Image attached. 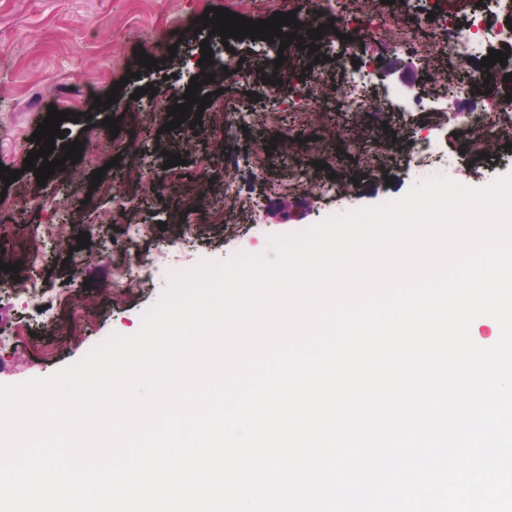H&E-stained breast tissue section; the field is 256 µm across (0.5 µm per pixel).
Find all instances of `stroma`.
<instances>
[{
	"mask_svg": "<svg viewBox=\"0 0 512 512\" xmlns=\"http://www.w3.org/2000/svg\"><path fill=\"white\" fill-rule=\"evenodd\" d=\"M218 7L253 20L272 16L264 0H0V165L20 171L0 197V213L25 210L27 223L14 224L0 241V262L19 266V273L0 271V384L15 385L46 378L81 359L111 334H135L142 314L169 284V275L202 261L232 255L260 253L268 238L304 230L328 216L403 197L418 181L450 175L460 183L483 187L512 172V147L494 146L489 157L472 155L467 115L478 102L497 100L512 73V61L497 66V82L489 93L460 95L451 118L437 116L438 102L425 100L429 82L420 57L396 51L378 58L377 68L390 71L389 82L401 95V109L380 116L358 115L347 109L342 95L328 92L314 102L301 98L309 64L344 80L365 55L352 42V23L337 19L334 32L309 54L289 45L286 60L278 47L250 38L222 41L208 30L195 39L183 37L185 28L205 8ZM228 43L224 59L238 69L241 81H225L219 99L224 104V126L216 128L209 114L196 126L197 138L185 143L181 129L164 131L167 112L145 115L153 95L173 87L174 103H182L188 64L201 57V41ZM176 53H169V46ZM160 63L159 69H141L140 55ZM278 76L275 95L248 103L249 86H262ZM122 90H115V82ZM143 96H136V89ZM117 92L118 104L94 108L95 98ZM137 98L141 111H122ZM314 106L317 126H307L303 111ZM78 114V121L62 122L64 138L84 149L77 164L68 166L72 180L67 190L53 183L38 185L24 160L35 145L30 137L48 115L49 107ZM277 111L269 122L268 111ZM117 118L118 135H110L103 121ZM429 142L428 169H419L412 145ZM180 155V165L166 167V153ZM382 154L384 171L364 175L362 156ZM232 160L241 191L265 203L243 212L224 200L218 184L193 181L200 168L223 173ZM116 191L100 195L90 186L96 169ZM170 188L147 193L145 174ZM165 230H158V223ZM64 223L68 237L58 242L36 237L39 224ZM127 224L154 226L152 237L139 252L152 273L148 280L128 284L110 296L112 263L122 256V229ZM88 234L89 245L78 248L77 237ZM77 247L79 266L69 264L70 247ZM40 251L42 263L31 268V251ZM34 277L36 298L17 293L14 277Z\"/></svg>",
	"mask_w": 512,
	"mask_h": 512,
	"instance_id": "obj_1",
	"label": "stroma"
}]
</instances>
